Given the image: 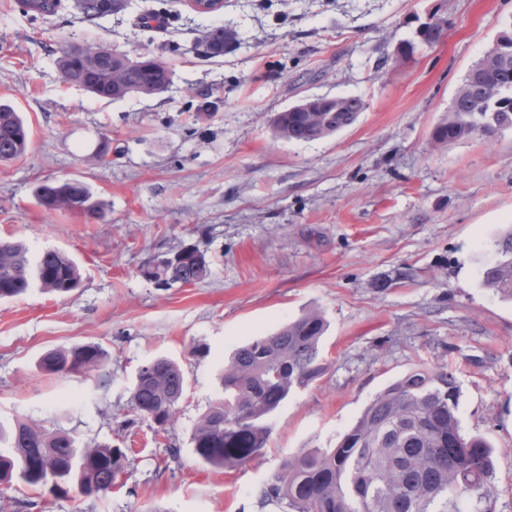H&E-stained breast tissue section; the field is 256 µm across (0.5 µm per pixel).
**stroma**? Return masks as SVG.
<instances>
[{"label": "stroma", "mask_w": 512, "mask_h": 512, "mask_svg": "<svg viewBox=\"0 0 512 512\" xmlns=\"http://www.w3.org/2000/svg\"><path fill=\"white\" fill-rule=\"evenodd\" d=\"M432 11L440 39L394 60ZM153 12L161 27H140ZM217 24L242 43L209 58L199 43ZM511 26L512 0H224L217 16L186 0H129L92 26L73 0L50 17L0 0V102L31 132L27 152L0 164V239L63 252L81 271L71 293L0 301V426L33 421L128 451L101 498L17 481L0 485V512H281L260 495L288 456L336 447L387 386L442 362L456 371L462 434L494 449L496 512H512V301L480 280L512 224V129L432 142L467 71ZM72 42L155 57L174 83L155 97L95 98L62 78ZM312 96L365 108L331 137L279 139L276 114ZM47 180L85 183L104 219L40 206ZM193 246L209 263L204 281L143 277L154 257ZM312 309L329 323L324 376L273 414L256 460L203 463L190 434L221 394L225 357ZM84 343L105 351L100 375L38 368L46 351ZM157 356L187 380L160 433L130 407L138 367Z\"/></svg>", "instance_id": "35a3bbf8"}]
</instances>
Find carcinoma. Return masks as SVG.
Here are the masks:
<instances>
[{"mask_svg": "<svg viewBox=\"0 0 512 512\" xmlns=\"http://www.w3.org/2000/svg\"><path fill=\"white\" fill-rule=\"evenodd\" d=\"M26 12L51 16L61 0H22ZM106 17L101 0H85L82 19L95 24ZM100 67L87 66L64 54L58 64L66 82L101 99L160 95L172 83L169 66L156 58L129 61L112 71V49L89 47ZM497 95L494 74L465 75L448 117L434 131L442 145L490 136L476 114L485 98ZM275 134L287 141L310 142L336 133L308 123L299 112H282ZM28 128L8 103H0V162L23 155ZM38 203L49 210L104 215L88 187L66 183L54 198L38 188ZM498 258L480 271L481 285L503 299H512V228L495 244ZM209 273L205 256L196 248L180 252L177 262H150L144 276L158 285H192ZM46 292L70 293L78 287L77 264L56 250L31 261L21 241H0V300L24 294L32 282ZM327 330L324 316L310 310L276 332L255 336L237 347L220 377L222 396L209 403L193 427L195 454L215 468H231L256 459L272 432L270 418L296 388L326 373L320 343ZM105 354L96 344L52 349L39 368L49 374L86 375L103 370ZM186 386L181 365L157 357L139 370L130 396L136 416L160 429L172 423ZM460 389L455 372L442 363L408 372L386 387L366 407L352 429L330 451L312 450L289 457L265 483L261 497L289 512H494L492 448L482 437L461 433ZM126 454L110 444L82 447L65 432L47 431L19 422L0 449V485L18 479L30 490L92 498L117 486Z\"/></svg>", "mask_w": 512, "mask_h": 512, "instance_id": "obj_1", "label": "carcinoma"}]
</instances>
